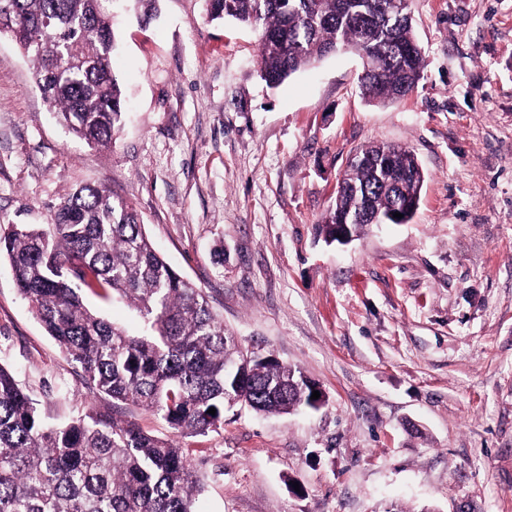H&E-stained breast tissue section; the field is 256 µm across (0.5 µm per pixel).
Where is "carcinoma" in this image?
<instances>
[{
    "instance_id": "obj_1",
    "label": "carcinoma",
    "mask_w": 512,
    "mask_h": 512,
    "mask_svg": "<svg viewBox=\"0 0 512 512\" xmlns=\"http://www.w3.org/2000/svg\"><path fill=\"white\" fill-rule=\"evenodd\" d=\"M398 0H207L209 21L234 19L259 33L260 72L275 88L338 49L363 60L362 95L395 103L420 81L425 57ZM50 109L76 137L109 147L124 108L112 73L115 34L99 0H0ZM425 179L411 150L361 148L344 172L319 231L341 242L370 224L409 221ZM403 217H395V213ZM14 283L36 319L80 368L94 394L131 402L186 435L224 424L228 398L258 412L316 408L300 370L244 353L206 293L159 254L132 204L98 187L69 194L42 229L17 224L0 237ZM86 288L140 316L134 336L85 302ZM216 413H207L209 408ZM201 477L183 449L132 420L91 408L50 424L0 366V512H196Z\"/></svg>"
}]
</instances>
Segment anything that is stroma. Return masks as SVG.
I'll use <instances>...</instances> for the list:
<instances>
[{
	"label": "stroma",
	"mask_w": 512,
	"mask_h": 512,
	"mask_svg": "<svg viewBox=\"0 0 512 512\" xmlns=\"http://www.w3.org/2000/svg\"><path fill=\"white\" fill-rule=\"evenodd\" d=\"M425 69L394 104L331 53L276 88L258 35L205 0H114L126 106L111 148L59 122L0 36V236L47 226L76 188L130 201L167 262L243 348L297 367L316 410L239 405L183 435L84 385L0 263V365L41 414L116 411L183 448L198 512H512V0H414ZM409 147L426 179L406 224L326 244L319 222L356 150ZM223 242L224 257L213 248Z\"/></svg>",
	"instance_id": "obj_1"
}]
</instances>
